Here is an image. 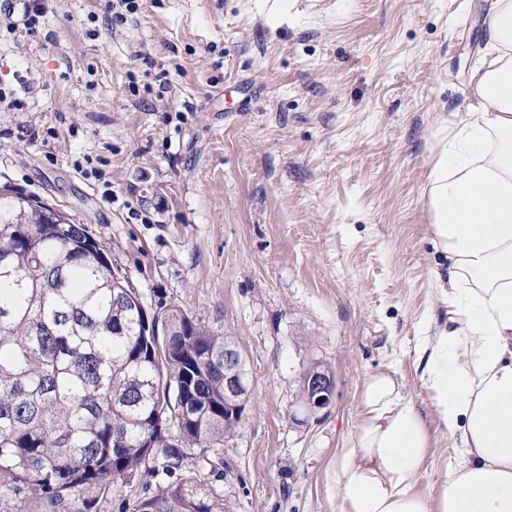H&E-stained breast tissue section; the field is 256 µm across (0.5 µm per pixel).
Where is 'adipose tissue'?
Masks as SVG:
<instances>
[{
    "label": "adipose tissue",
    "mask_w": 512,
    "mask_h": 512,
    "mask_svg": "<svg viewBox=\"0 0 512 512\" xmlns=\"http://www.w3.org/2000/svg\"><path fill=\"white\" fill-rule=\"evenodd\" d=\"M485 45L457 121L440 126L425 200L448 258L450 327L424 349L437 416L464 459L416 485L430 435L393 374L365 382L336 474L347 512H512V0H487Z\"/></svg>",
    "instance_id": "adipose-tissue-1"
}]
</instances>
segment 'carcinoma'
Listing matches in <instances>:
<instances>
[{
	"mask_svg": "<svg viewBox=\"0 0 512 512\" xmlns=\"http://www.w3.org/2000/svg\"><path fill=\"white\" fill-rule=\"evenodd\" d=\"M0 193V512H96V492L124 476L178 468L189 448L224 444V340L171 306L160 362L123 286L128 280L81 224ZM189 420L178 446L155 419L178 391ZM131 512H226L193 476L161 486Z\"/></svg>",
	"mask_w": 512,
	"mask_h": 512,
	"instance_id": "obj_1",
	"label": "carcinoma"
}]
</instances>
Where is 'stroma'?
<instances>
[{
	"label": "stroma",
	"mask_w": 512,
	"mask_h": 512,
	"mask_svg": "<svg viewBox=\"0 0 512 512\" xmlns=\"http://www.w3.org/2000/svg\"><path fill=\"white\" fill-rule=\"evenodd\" d=\"M481 0H45L0 22V189L84 225L149 311L178 306L247 360L244 418L182 464L234 512H345L336 473L361 394L394 373L431 432L419 492L463 450L421 343L449 263L423 197L440 124L468 93ZM330 408L292 420L300 374ZM138 477L97 512L169 482ZM305 400L300 407L305 413H315L331 406L335 395V378L331 370L316 365L303 374Z\"/></svg>",
	"instance_id": "stroma-1"
}]
</instances>
